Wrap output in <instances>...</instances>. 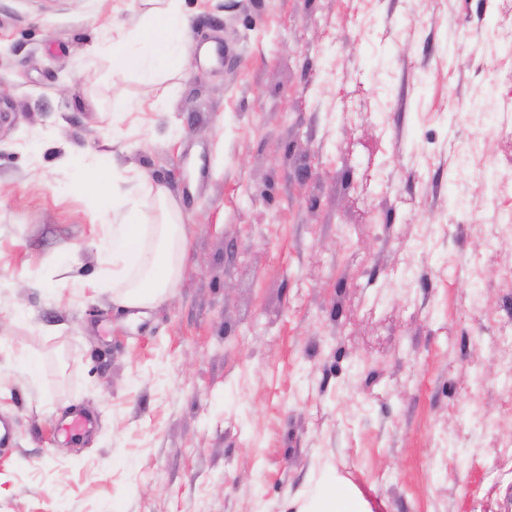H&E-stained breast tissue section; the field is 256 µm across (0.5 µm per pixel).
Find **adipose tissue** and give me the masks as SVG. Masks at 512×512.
Here are the masks:
<instances>
[{
	"instance_id": "1",
	"label": "adipose tissue",
	"mask_w": 512,
	"mask_h": 512,
	"mask_svg": "<svg viewBox=\"0 0 512 512\" xmlns=\"http://www.w3.org/2000/svg\"><path fill=\"white\" fill-rule=\"evenodd\" d=\"M141 22L107 47L112 66L135 71L155 84L172 59L189 61L190 21L183 0H138ZM81 187L99 197L112 214L107 254L112 262V300L124 309H148L169 297L184 268L190 240L179 207L166 186L149 178L134 185L135 200L109 193L110 160L95 167L75 163ZM300 512H368L365 501L336 480H327Z\"/></svg>"
}]
</instances>
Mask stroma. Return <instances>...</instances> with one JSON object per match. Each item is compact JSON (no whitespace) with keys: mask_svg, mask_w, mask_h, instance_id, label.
Here are the masks:
<instances>
[{"mask_svg":"<svg viewBox=\"0 0 512 512\" xmlns=\"http://www.w3.org/2000/svg\"><path fill=\"white\" fill-rule=\"evenodd\" d=\"M510 5L183 0L215 57L152 85L104 51L134 0H0V512H298L330 476L369 512H512V231H480L512 130L470 107L512 94ZM78 150L179 205L189 257L143 314L100 285Z\"/></svg>","mask_w":512,"mask_h":512,"instance_id":"1","label":"stroma"}]
</instances>
